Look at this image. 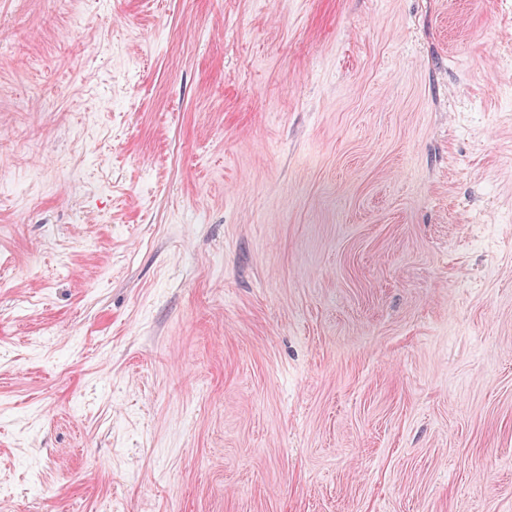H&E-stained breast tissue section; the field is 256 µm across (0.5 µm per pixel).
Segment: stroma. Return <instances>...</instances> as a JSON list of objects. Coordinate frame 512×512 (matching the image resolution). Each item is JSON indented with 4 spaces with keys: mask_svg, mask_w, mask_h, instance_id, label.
<instances>
[{
    "mask_svg": "<svg viewBox=\"0 0 512 512\" xmlns=\"http://www.w3.org/2000/svg\"><path fill=\"white\" fill-rule=\"evenodd\" d=\"M512 512V0H0V512Z\"/></svg>",
    "mask_w": 512,
    "mask_h": 512,
    "instance_id": "1",
    "label": "stroma"
}]
</instances>
